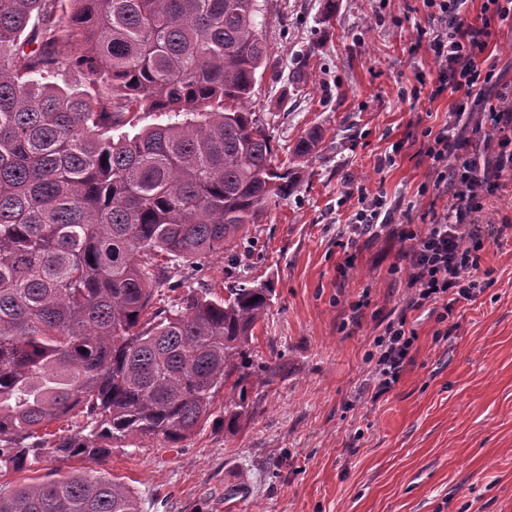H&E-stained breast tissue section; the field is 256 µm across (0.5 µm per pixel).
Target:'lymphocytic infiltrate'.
I'll list each match as a JSON object with an SVG mask.
<instances>
[{
    "mask_svg": "<svg viewBox=\"0 0 512 512\" xmlns=\"http://www.w3.org/2000/svg\"><path fill=\"white\" fill-rule=\"evenodd\" d=\"M434 23L429 48L438 65L436 93H456L447 121L426 130L425 150L432 173V201L427 210L415 203H390L377 196L363 202L348 226V244L363 237L387 236L408 244L407 266L392 265L390 274H404L408 288L404 310L390 319L373 341L369 360L375 396L399 381L417 339L408 312L421 311L437 322L447 321L455 306L474 300L491 282L482 266L488 240L512 236V224H488L485 203L512 174V91H502L481 121L468 125L465 114L479 107L477 90L482 67L490 59L492 22H512V0H482V25L466 26L459 17L468 0H423ZM496 140L497 151L479 154L480 142ZM426 229H418V222Z\"/></svg>",
    "mask_w": 512,
    "mask_h": 512,
    "instance_id": "1",
    "label": "lymphocytic infiltrate"
}]
</instances>
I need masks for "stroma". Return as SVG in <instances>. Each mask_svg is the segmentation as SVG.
<instances>
[{"label": "stroma", "instance_id": "1", "mask_svg": "<svg viewBox=\"0 0 512 512\" xmlns=\"http://www.w3.org/2000/svg\"><path fill=\"white\" fill-rule=\"evenodd\" d=\"M323 3L263 2L271 56L249 108L278 160L308 130L322 134L295 163L297 189L224 254L182 269L219 294L236 280L273 289L235 425L206 423L176 448L153 438L99 462L50 460L1 484L83 467L123 482L141 512H512V238L486 243L493 284L456 306L443 339L434 320L409 313L412 361L378 398L367 353L406 299L404 279L388 273L402 246L336 245L359 191L429 204L418 191L430 160L408 141L447 121L453 98L432 96L438 66L416 43L428 10L423 0H336L328 14ZM491 47L494 84L512 88L511 23L493 26ZM268 367L273 380H258Z\"/></svg>", "mask_w": 512, "mask_h": 512}]
</instances>
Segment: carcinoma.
Returning <instances> with one entry per match:
<instances>
[{"label": "carcinoma", "mask_w": 512, "mask_h": 512, "mask_svg": "<svg viewBox=\"0 0 512 512\" xmlns=\"http://www.w3.org/2000/svg\"><path fill=\"white\" fill-rule=\"evenodd\" d=\"M260 15V0H0V474L175 448L224 387L220 422L245 408L269 285L146 310L183 286L172 269L224 252L298 185L248 108L270 59ZM73 411L79 430L40 435ZM0 512L141 510L101 474L0 492Z\"/></svg>", "instance_id": "carcinoma-1"}]
</instances>
